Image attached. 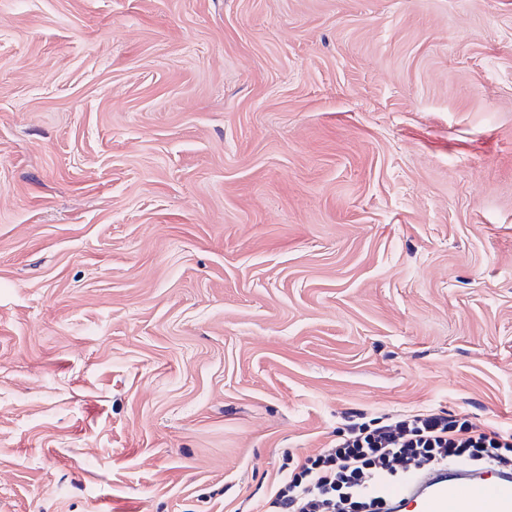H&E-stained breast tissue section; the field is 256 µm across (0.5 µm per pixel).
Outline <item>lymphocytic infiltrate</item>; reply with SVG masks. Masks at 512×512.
<instances>
[{
    "label": "lymphocytic infiltrate",
    "instance_id": "lymphocytic-infiltrate-1",
    "mask_svg": "<svg viewBox=\"0 0 512 512\" xmlns=\"http://www.w3.org/2000/svg\"><path fill=\"white\" fill-rule=\"evenodd\" d=\"M465 456L512 470V430L442 410L370 420L358 412L282 477L263 512H387L383 488L399 474Z\"/></svg>",
    "mask_w": 512,
    "mask_h": 512
}]
</instances>
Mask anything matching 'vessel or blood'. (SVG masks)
<instances>
[{
    "label": "vessel or blood",
    "mask_w": 512,
    "mask_h": 512,
    "mask_svg": "<svg viewBox=\"0 0 512 512\" xmlns=\"http://www.w3.org/2000/svg\"><path fill=\"white\" fill-rule=\"evenodd\" d=\"M386 504L390 512H512V473L420 468L388 491Z\"/></svg>",
    "instance_id": "vessel-or-blood-1"
}]
</instances>
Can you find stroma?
I'll return each instance as SVG.
<instances>
[{
    "instance_id": "obj_1",
    "label": "stroma",
    "mask_w": 512,
    "mask_h": 512,
    "mask_svg": "<svg viewBox=\"0 0 512 512\" xmlns=\"http://www.w3.org/2000/svg\"><path fill=\"white\" fill-rule=\"evenodd\" d=\"M423 409L512 428V0H0V512Z\"/></svg>"
}]
</instances>
